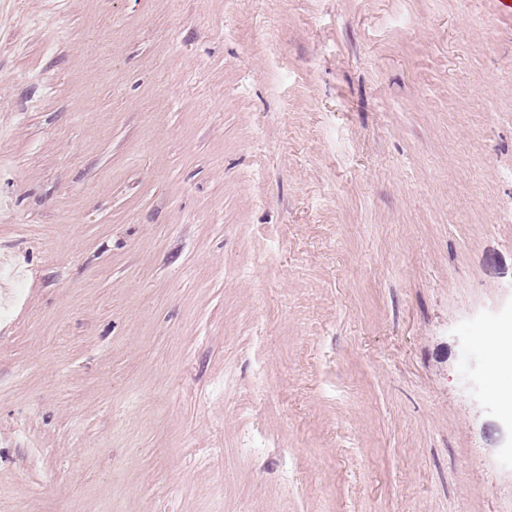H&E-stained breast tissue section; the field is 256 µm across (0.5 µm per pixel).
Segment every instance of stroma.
<instances>
[{"label":"stroma","instance_id":"1","mask_svg":"<svg viewBox=\"0 0 512 512\" xmlns=\"http://www.w3.org/2000/svg\"><path fill=\"white\" fill-rule=\"evenodd\" d=\"M497 0H0V512H512Z\"/></svg>","mask_w":512,"mask_h":512}]
</instances>
